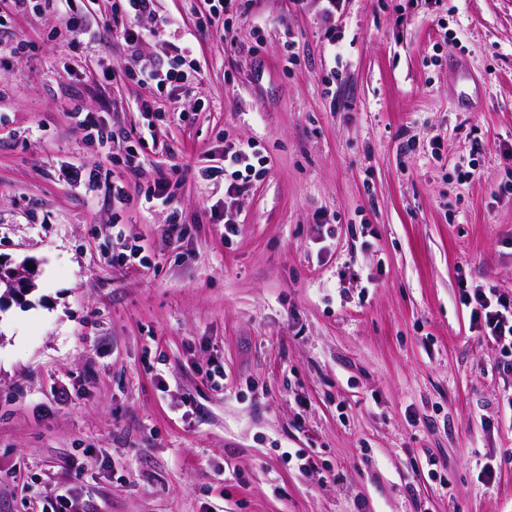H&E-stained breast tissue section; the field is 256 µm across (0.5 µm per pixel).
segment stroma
I'll list each match as a JSON object with an SVG mask.
<instances>
[{"label": "stroma", "mask_w": 512, "mask_h": 512, "mask_svg": "<svg viewBox=\"0 0 512 512\" xmlns=\"http://www.w3.org/2000/svg\"><path fill=\"white\" fill-rule=\"evenodd\" d=\"M322 7L192 40L208 0H154L138 47L64 50L0 0V266L33 282L0 303V512H512V376L459 301L512 293V0ZM188 40L200 74L137 82ZM239 140L266 163L230 197L198 170ZM171 187L172 179L168 174H163L155 181L154 187L145 192V202L149 206H152L156 201H159L162 205L170 203L173 198Z\"/></svg>", "instance_id": "1"}]
</instances>
